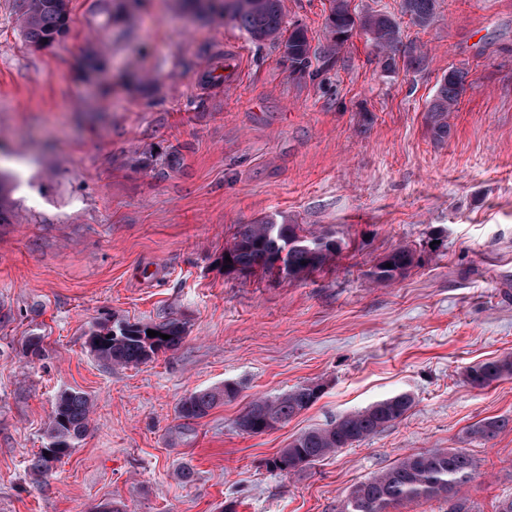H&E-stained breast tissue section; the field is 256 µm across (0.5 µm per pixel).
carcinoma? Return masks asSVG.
Wrapping results in <instances>:
<instances>
[{"label": "carcinoma", "instance_id": "cac0c4a2", "mask_svg": "<svg viewBox=\"0 0 512 512\" xmlns=\"http://www.w3.org/2000/svg\"><path fill=\"white\" fill-rule=\"evenodd\" d=\"M197 15H226L245 29L253 40H277L281 37L283 0H190ZM401 13L419 27L429 26L435 19L436 0H400ZM14 10L21 23L26 42L47 49L63 39L70 30V0H14ZM103 20L97 36L112 38V24L117 14L109 8L100 9ZM363 30L377 50L379 62L406 65L423 59L421 46L403 42L398 22L382 13H352L350 0H330L326 29L329 41L325 54H339L356 29ZM284 52L294 66L304 69L309 64L311 45L304 27L296 26L283 42ZM468 71L453 67L444 75L432 99L428 112L431 132L438 140L448 137V113L458 103ZM14 175L0 171V224L13 217L7 205L9 193L16 187ZM335 238L329 234H314L299 224H276L259 220L239 224L233 242L224 249L230 257L225 266L245 275L257 273L278 275L299 280L323 268L336 256ZM416 261L409 247L397 248L382 257L369 272L376 283L392 281L404 275ZM391 267H386V264ZM154 330L158 336L150 337ZM166 334L169 339L161 338ZM90 335L100 338L94 356L109 366L136 367L154 360L159 354L178 349L185 337V324L178 319L162 323L129 321L103 322L95 325ZM512 376V357L477 364L468 369L466 379L474 389H484ZM235 393V388L199 390L184 397L178 406L179 417L194 421L205 417L211 409ZM320 394L315 384L297 385L275 397L252 400L237 417L236 427L247 434L259 435L287 423L314 405ZM414 403L406 392L397 393L370 406L345 414L324 426L313 427L297 435L272 460L273 470L296 474L321 461L326 456L356 443L363 442L382 429L402 420ZM92 402L89 396L76 390L63 392L56 400L52 419L47 427V446L34 455L30 472L39 478L52 475L51 462L71 454L88 431ZM512 427V420L496 417L472 425L468 437L489 442ZM474 460L459 448L436 449L410 454L392 467L352 488L341 501L337 512H391L398 505L444 499L451 502L450 512H474L462 488L470 481Z\"/></svg>", "mask_w": 512, "mask_h": 512}]
</instances>
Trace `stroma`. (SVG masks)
<instances>
[{
    "label": "stroma",
    "mask_w": 512,
    "mask_h": 512,
    "mask_svg": "<svg viewBox=\"0 0 512 512\" xmlns=\"http://www.w3.org/2000/svg\"><path fill=\"white\" fill-rule=\"evenodd\" d=\"M309 67L186 0H142L112 27L94 79L79 68L102 17L71 0L54 47L24 40L0 0V152L29 160L0 224V512H336L360 482L406 455L462 448L475 512L512 497V377L472 388L470 366L512 355V0H438L414 26L400 0H351L396 18L420 65L385 72L363 31L327 58L328 0H285ZM246 61L224 84V48ZM467 83L433 138L441 78ZM261 219L331 233L334 260L305 279L224 272L235 228ZM408 246L405 275L372 265ZM180 319L178 350L115 368L88 350L101 321ZM43 355H26L27 337ZM307 383L321 398L262 435L235 420L255 397ZM233 397L200 420L191 392ZM93 402L86 436L47 480L28 463L57 396ZM399 392L401 421L297 475L268 459L301 432ZM191 478L177 479L180 471ZM416 253L409 247L397 248L382 257L369 272L373 282L385 283L403 276L416 263ZM391 263V268L386 264ZM234 393L235 389L230 385L192 392L180 401L178 406L179 417L186 421L203 418L211 409L224 400V396L230 397ZM512 421L506 417H496L482 420L472 425L468 430V437L473 440L489 442L500 433L512 428Z\"/></svg>",
    "instance_id": "1"
}]
</instances>
